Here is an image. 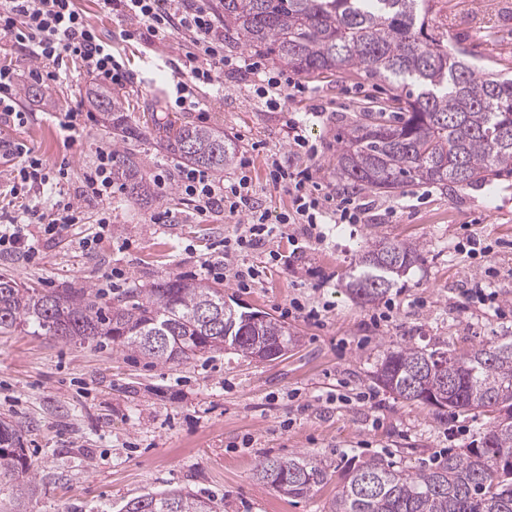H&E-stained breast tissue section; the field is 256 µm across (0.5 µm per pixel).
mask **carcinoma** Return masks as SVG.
Here are the masks:
<instances>
[{
  "instance_id": "cac0c4a2",
  "label": "carcinoma",
  "mask_w": 512,
  "mask_h": 512,
  "mask_svg": "<svg viewBox=\"0 0 512 512\" xmlns=\"http://www.w3.org/2000/svg\"><path fill=\"white\" fill-rule=\"evenodd\" d=\"M224 28L245 46L268 50L301 73L362 70L390 85V118L366 110L345 132L336 181L347 192H392L404 184L464 187L512 171V76L484 72L461 47L435 33L431 0H218ZM95 106L120 140L138 136L108 93ZM164 149L197 167L222 171L235 147L218 130L184 124L166 132ZM129 155L121 176L131 196L147 188ZM422 261L414 242H378L359 256L345 284L364 305L380 301ZM245 311L226 307L224 289L170 277L133 288L117 302L92 288L42 292L0 275V333L20 327L64 342L112 343L159 364L184 363L231 348L254 357L261 346L288 349L297 334L272 317L253 328ZM454 370L445 388L438 372ZM396 398L439 411L483 410L494 422L472 447L434 466L404 471L377 458L348 469L327 512H512V339L463 353L400 346L373 371ZM258 480L305 498L328 477L309 453L266 457ZM37 468L20 429L0 419V491L33 492ZM123 512H216L214 502L184 489L147 493Z\"/></svg>"
}]
</instances>
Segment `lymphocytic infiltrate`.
<instances>
[{
	"label": "lymphocytic infiltrate",
	"mask_w": 512,
	"mask_h": 512,
	"mask_svg": "<svg viewBox=\"0 0 512 512\" xmlns=\"http://www.w3.org/2000/svg\"><path fill=\"white\" fill-rule=\"evenodd\" d=\"M103 10L119 11L127 24L126 36L142 33L164 40L175 35L189 41L171 97L177 108L196 111L200 102L194 94L198 85H215L228 60L224 55L221 20L212 0H99ZM0 39L18 46L34 68L31 75L41 86L55 88L66 81L63 62L75 58L82 62L88 77L99 87L123 88L131 76L123 61L112 52L75 6L74 0H0ZM0 150L16 158L13 170L14 194L28 197L29 203L19 215L0 220V250L32 256L36 248L25 228L40 225L46 236L53 237L77 224L84 223L85 212L64 191L48 198L37 197V190L49 182L41 158L22 144L0 143ZM114 159L109 150H100L96 161L84 174L81 194L89 200L106 201L115 192L112 178ZM311 173L285 168L278 160L268 166V182L273 188L291 194L292 211L282 224L268 221V213L256 198L248 177L231 180L213 179L207 171L191 167L181 170V187L199 214L226 211L245 214L247 221L238 225L234 237L225 239L221 261H205L203 267L236 287L249 288L259 278L258 269L241 262L242 253L268 246L271 260L279 253L271 244L282 233L283 224L303 225L316 240H326L320 228L330 211H337L345 224L361 221V208L353 199L315 195L309 184Z\"/></svg>",
	"instance_id": "lymphocytic-infiltrate-1"
}]
</instances>
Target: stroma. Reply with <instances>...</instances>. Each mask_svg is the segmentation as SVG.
I'll list each match as a JSON object with an SVG mask.
<instances>
[{
  "mask_svg": "<svg viewBox=\"0 0 512 512\" xmlns=\"http://www.w3.org/2000/svg\"><path fill=\"white\" fill-rule=\"evenodd\" d=\"M77 6L133 77L118 96L127 124L140 135L125 147L150 195L121 193L106 208L84 201L86 223L39 237L35 257L0 252V274L29 288H98L117 299L124 288L109 283L116 268L125 273V288H148L174 275L203 279L202 263L233 236L239 219L225 212L199 216L183 198L177 184L183 162L158 146L166 123L223 132L238 158L250 160L245 169L238 158L232 161L224 177L248 175L275 221L291 210L292 197L269 185V156L311 168L324 191L338 193L336 135L387 90L361 71L342 77L295 72L292 80L306 93L272 108L258 98L249 71L228 68L223 93L200 91L203 111L169 108L167 90L185 38H128L118 14L103 12L97 0H77ZM433 17L437 32L467 48L479 67H488L494 54L501 70L512 69V0H435ZM67 68L72 81L18 98L25 123L0 112V141L25 145L49 174L67 167L64 187L75 196L84 170L116 138L85 100L92 82L81 61ZM77 107L83 110L79 128L61 130L59 115ZM304 112L311 115L305 149L288 142L289 119ZM356 198L366 208L363 223L336 225L322 243L308 239L301 225H288L273 247L281 261H270L264 248L245 253L246 264L261 272L255 287L224 285L229 304L263 310L298 332L299 342L279 359L222 352L156 365L115 346L65 343L24 329L0 334V418L20 426L39 465L36 492L19 506L1 494L0 512H121L133 498L174 487L214 500L219 512H325L343 471L360 461L377 457L413 471L477 441L491 413H440L385 391L368 406L358 394L373 388L377 361L397 346L461 352L512 336V174L468 187L362 190ZM105 210L111 224L103 233L97 221ZM164 211L169 222L153 223ZM469 235L491 246L484 262L458 250ZM85 237L91 248L81 247ZM378 241L418 243L423 260L381 303L364 306L344 284L360 251ZM484 266L497 312L466 295ZM295 297L324 302L321 322L287 314ZM303 450L330 466L312 496L290 498L257 479L265 457Z\"/></svg>",
  "mask_w": 512,
  "mask_h": 512,
  "instance_id": "obj_1",
  "label": "stroma"
}]
</instances>
